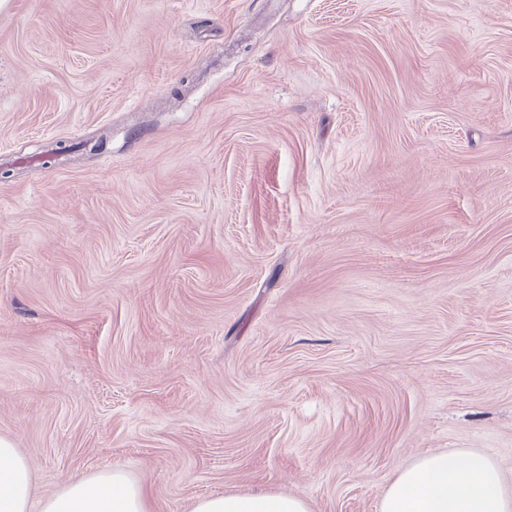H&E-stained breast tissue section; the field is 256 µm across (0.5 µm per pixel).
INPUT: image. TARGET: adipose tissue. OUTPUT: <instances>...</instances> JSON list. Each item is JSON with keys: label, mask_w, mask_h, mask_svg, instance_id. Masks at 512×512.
<instances>
[{"label": "adipose tissue", "mask_w": 512, "mask_h": 512, "mask_svg": "<svg viewBox=\"0 0 512 512\" xmlns=\"http://www.w3.org/2000/svg\"><path fill=\"white\" fill-rule=\"evenodd\" d=\"M33 477L10 437L0 435V512H30ZM40 512H148V492L120 465L72 481L40 502ZM193 512H310L299 496L258 492L213 495ZM379 512H512V486L489 456L437 452L399 468Z\"/></svg>", "instance_id": "ef3b65f1"}]
</instances>
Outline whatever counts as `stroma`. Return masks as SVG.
Wrapping results in <instances>:
<instances>
[{"instance_id":"35a3bbf8","label":"stroma","mask_w":512,"mask_h":512,"mask_svg":"<svg viewBox=\"0 0 512 512\" xmlns=\"http://www.w3.org/2000/svg\"><path fill=\"white\" fill-rule=\"evenodd\" d=\"M0 434L149 512L512 482V0H7ZM380 512H511L512 486L489 456L437 452L399 468ZM193 512H310L299 496L258 492L247 496L213 495L196 502Z\"/></svg>"}]
</instances>
